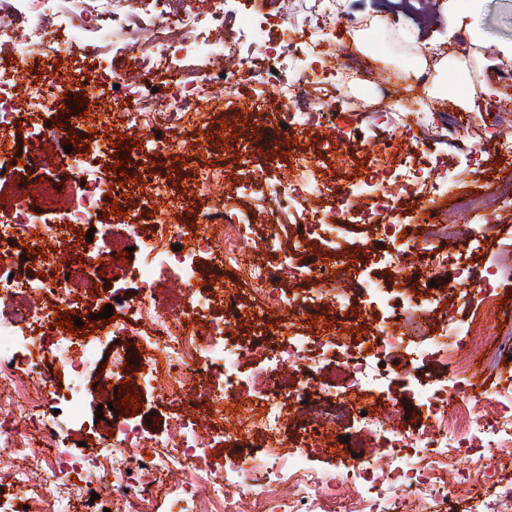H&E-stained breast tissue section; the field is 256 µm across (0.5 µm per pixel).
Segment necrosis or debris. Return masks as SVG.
Wrapping results in <instances>:
<instances>
[{"instance_id":"4bbe7bcc","label":"necrosis or debris","mask_w":512,"mask_h":512,"mask_svg":"<svg viewBox=\"0 0 512 512\" xmlns=\"http://www.w3.org/2000/svg\"><path fill=\"white\" fill-rule=\"evenodd\" d=\"M194 0H0V184L16 185V203L0 212V481L13 490L0 512H512V388L455 392L422 385L425 362H439L451 378L471 374L490 336L497 308L500 268L471 279L478 303L464 323L453 304H440L429 283L448 263V250L482 247L479 226L462 229L459 216L480 214L484 223L498 216L482 200L452 194L454 221L438 220L439 199L453 182L440 174L436 160L420 164L429 141L452 130L438 124L440 100L427 103L416 125H403L383 139L358 168L361 144L347 141L351 112L340 109L341 78L378 91L367 99L368 112L387 119L396 87L358 59L344 60L332 40L340 15L339 0H309L301 23L281 28L275 46L242 52L244 41L260 43L250 23L221 10L199 17ZM65 16L63 33L54 21ZM147 52L136 53L139 39ZM318 56L317 69L286 75L288 57L304 51ZM91 59L80 83L85 97L113 91V108L89 114L70 112L62 125L34 124L32 142L68 140L83 127L96 131L71 152L46 160L21 146L14 133L18 113L39 115L51 100L69 96V66ZM43 60L50 70L23 81L21 66ZM278 90L286 136L313 135L316 147L293 157L275 183L243 160L238 177L223 168H200L192 193H175L158 182L149 231L138 218L121 226L103 221L113 190L100 170L112 150L110 133L122 123L132 162L174 151L204 152L215 112H253L266 87ZM193 127L197 139L180 140L177 130ZM359 170L353 188L329 183V165ZM72 187L57 220L36 223L35 206L52 191ZM449 192V191H448ZM243 196L285 205L304 198L316 207L304 224H269L257 246L246 254L252 214L231 209L228 199ZM211 199L200 220L184 219L195 198ZM413 200L419 214H431L421 233L403 219ZM372 224L378 236L362 239L360 252L377 255L381 269L369 291L379 308L372 329L356 336L343 326L307 330L303 324L317 307L347 311L355 302L335 270L315 262H297L313 237L342 248L353 224ZM92 239L77 238V231ZM141 256L128 272L136 295L103 283L95 304L82 290L91 271L114 263L126 248ZM205 252L232 268L234 285L195 283L193 260ZM427 258L411 270L409 257ZM176 274L171 300L156 293L162 271ZM305 281L303 297L292 295L290 280ZM253 297L240 302L239 284ZM112 306L114 321L103 322L100 307ZM442 308L439 330L428 314ZM74 311L96 334L110 338V354L98 342L77 341L55 318ZM256 326L271 324L272 347L260 339L243 341L235 326L243 317ZM56 335L49 344L37 328ZM142 337L138 358L147 388L165 403L178 405L163 440L104 410L102 418L84 417L88 383L100 395L112 394L114 379L124 378L123 336ZM336 362L337 386L320 380L324 362ZM68 378L58 385L46 364ZM424 413L414 430L399 427L407 401ZM373 434V447L347 438L348 413ZM104 425L110 443L95 454L57 456L63 424ZM301 426L294 437L282 431ZM261 437L260 448L238 457L218 474L209 458L216 438ZM340 447L337 468L313 469L310 460Z\"/></svg>"}]
</instances>
